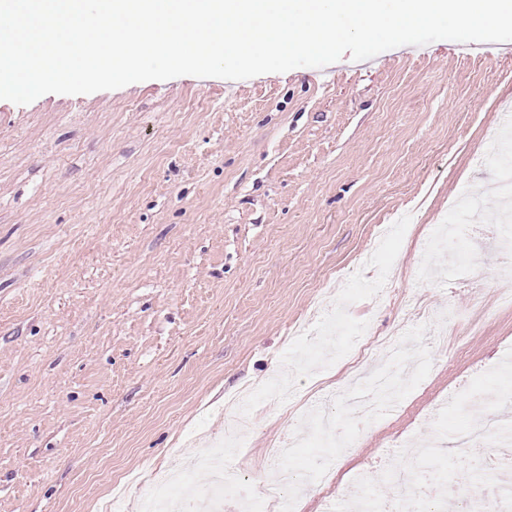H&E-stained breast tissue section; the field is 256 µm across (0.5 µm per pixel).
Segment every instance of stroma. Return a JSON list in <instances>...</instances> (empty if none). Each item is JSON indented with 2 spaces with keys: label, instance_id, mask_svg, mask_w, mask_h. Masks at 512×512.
I'll return each instance as SVG.
<instances>
[{
  "label": "stroma",
  "instance_id": "1",
  "mask_svg": "<svg viewBox=\"0 0 512 512\" xmlns=\"http://www.w3.org/2000/svg\"><path fill=\"white\" fill-rule=\"evenodd\" d=\"M148 80L92 94L0 100V512H98L150 466L211 485L225 453L255 491L351 366L384 371L399 406L362 425L343 465L298 512L350 498L434 409L512 348L501 273L512 254L454 225L450 200L498 182L477 165L512 107V41L400 46L352 66L236 83ZM322 326L318 344L296 323ZM431 346L410 369L384 340ZM287 374L247 447L227 452L228 399Z\"/></svg>",
  "mask_w": 512,
  "mask_h": 512
}]
</instances>
